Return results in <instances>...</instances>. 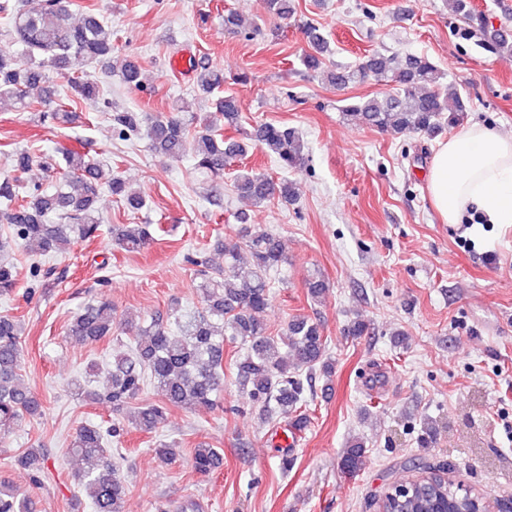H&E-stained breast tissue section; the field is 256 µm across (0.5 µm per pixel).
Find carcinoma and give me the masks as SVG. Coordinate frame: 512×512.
<instances>
[{"instance_id":"carcinoma-1","label":"carcinoma","mask_w":512,"mask_h":512,"mask_svg":"<svg viewBox=\"0 0 512 512\" xmlns=\"http://www.w3.org/2000/svg\"><path fill=\"white\" fill-rule=\"evenodd\" d=\"M29 0H18L9 11V42H0V106L10 102L14 108L26 110L38 102L35 91L51 75L66 80L69 102L96 103L103 98L101 83L78 75L84 65L100 64L112 57V33L95 15L71 22L73 0H41L38 7H28ZM454 12L462 14L479 32L489 47L499 54L512 56V34L488 30L482 14L475 12L468 0H449ZM270 13L286 19L294 11L292 0H266ZM308 50L300 61L309 71L323 68L328 42L316 28L307 32ZM25 48L23 62L12 50ZM120 72L125 83L141 85V72L130 61L122 63ZM443 73L427 57L408 55L399 61L393 56L375 53L354 66H335L326 71V80L341 90L356 83L373 80L389 83L391 89L363 97H355L341 109L362 123L383 131L418 133L432 136L442 128L443 115L448 122L458 120L467 107L458 92L443 88ZM198 91L214 97L216 113L230 126H237L240 105L232 96H220L224 73L205 65L199 66ZM113 130L124 139L138 133L143 116L129 109L109 105ZM222 124L210 120L193 131L184 119L174 115L157 120L148 127L152 147L158 153L178 159L192 155L196 169L213 175L224 173V167L247 153L246 145L226 140ZM255 146L275 157L281 167L297 169L305 157L293 129L280 124H265L254 136ZM65 168L55 191L48 193L33 186L19 190L18 181H0V219L9 224L7 234L0 235V254L16 246L31 258L70 251L75 240L96 237L100 218L96 209L100 173L94 160L75 149L62 150ZM112 196L130 211L144 206L142 196L125 180L108 181ZM239 195L254 205L278 199L295 200L292 184L276 182L263 173L241 171L235 181ZM112 239L128 252L138 251L152 240L147 224L112 226ZM246 247L251 260L241 261L239 242L224 239L221 251L224 266H214L197 257L188 262L203 267L199 285L203 307L189 314L170 313L147 323L117 316L107 301L85 305L73 319L68 336L80 344L96 343L112 334L115 327L129 335L130 344L112 355L107 371V384L101 389L88 381L75 378L70 388L84 401L105 405L120 415L108 433L98 425H83L69 443L68 452L84 461L87 469L79 475V483L90 499L93 512H124L129 488L115 452L106 447L107 435L117 437L124 424L145 433L157 431L168 419L172 408L210 411L224 391V342L249 343L246 352L236 360V382L253 407L270 424L284 423L291 432H302L311 423L304 411L312 393L313 371L329 375L333 360L325 351L321 325L306 316L288 322L285 338L267 335L262 313L266 310L273 282L271 273L284 262L282 247L271 234L249 238ZM16 288L13 264L0 260V295ZM24 335L21 320L0 315V433H8L23 419L43 414L42 399L19 380L20 343ZM153 387L155 400L143 399L147 387ZM174 441L158 440L152 448L163 463L176 458ZM217 449L199 442L192 454V467L202 476L219 467ZM23 468L38 475L46 468L47 458L37 448H30L17 458ZM367 449L359 437L349 440L341 455L345 473L364 469ZM412 498L399 502L382 500L387 512H421L418 506L435 499L448 498L463 507L469 506L471 490L463 484L453 486L427 482L413 484ZM0 512H29L28 497L18 490L0 486Z\"/></svg>"}]
</instances>
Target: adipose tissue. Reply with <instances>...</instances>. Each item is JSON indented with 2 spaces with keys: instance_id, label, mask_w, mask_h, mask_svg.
I'll return each instance as SVG.
<instances>
[{
  "instance_id": "1",
  "label": "adipose tissue",
  "mask_w": 512,
  "mask_h": 512,
  "mask_svg": "<svg viewBox=\"0 0 512 512\" xmlns=\"http://www.w3.org/2000/svg\"><path fill=\"white\" fill-rule=\"evenodd\" d=\"M425 192L442 223H462L471 210L512 226V137L473 123L439 142Z\"/></svg>"
}]
</instances>
